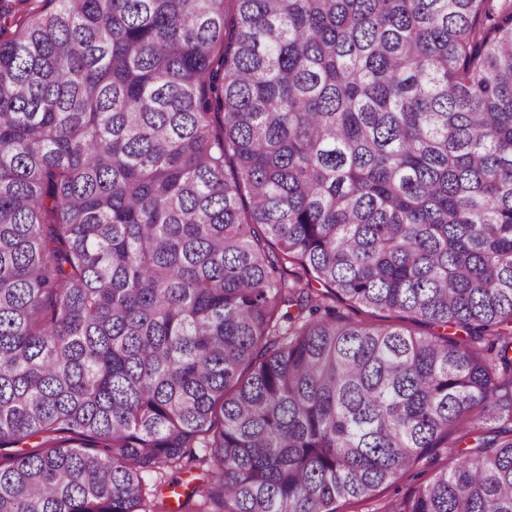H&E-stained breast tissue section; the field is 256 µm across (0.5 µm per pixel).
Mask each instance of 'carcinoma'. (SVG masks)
I'll use <instances>...</instances> for the list:
<instances>
[{
	"instance_id": "cac0c4a2",
	"label": "carcinoma",
	"mask_w": 512,
	"mask_h": 512,
	"mask_svg": "<svg viewBox=\"0 0 512 512\" xmlns=\"http://www.w3.org/2000/svg\"><path fill=\"white\" fill-rule=\"evenodd\" d=\"M34 436L0 512H336L448 446L385 512H512V0H0ZM336 307L339 311L348 314L350 318L355 320H363L372 322L381 326H393V327H408L416 331H424L425 329L414 326L408 323L407 319L403 314L398 312L381 311L373 314L364 313L363 311H357L356 309H349L346 304L336 303ZM201 479H203V476L196 470L185 471L174 475L170 474L163 479V481L165 480V483L160 485L158 492H161V495L166 497L165 500L171 502L173 504L172 507L176 509L177 501L175 498L171 497L173 488L184 494L187 491V488H192L194 485L199 484ZM169 482L177 484L178 487L169 486Z\"/></svg>"
}]
</instances>
